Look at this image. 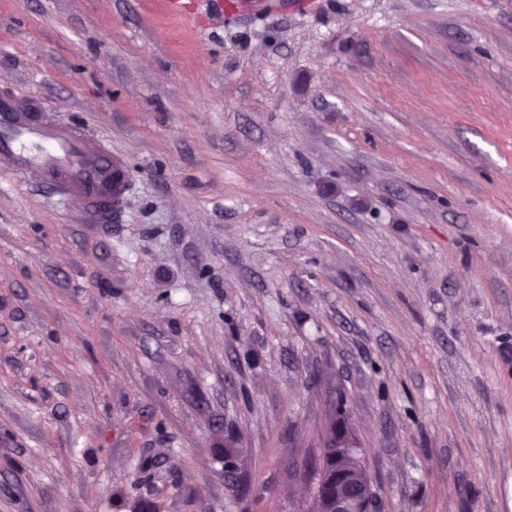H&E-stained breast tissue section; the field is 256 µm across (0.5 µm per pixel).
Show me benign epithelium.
<instances>
[{
    "instance_id": "1",
    "label": "benign epithelium",
    "mask_w": 512,
    "mask_h": 512,
    "mask_svg": "<svg viewBox=\"0 0 512 512\" xmlns=\"http://www.w3.org/2000/svg\"><path fill=\"white\" fill-rule=\"evenodd\" d=\"M319 455L331 461L329 467L315 463L300 473V480L311 487L322 512H374L373 480L360 464L355 441L330 437Z\"/></svg>"
}]
</instances>
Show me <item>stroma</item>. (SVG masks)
Returning <instances> with one entry per match:
<instances>
[{"label": "stroma", "mask_w": 512, "mask_h": 512, "mask_svg": "<svg viewBox=\"0 0 512 512\" xmlns=\"http://www.w3.org/2000/svg\"><path fill=\"white\" fill-rule=\"evenodd\" d=\"M0 0V90L124 155L0 171V512H512V0ZM323 445L318 461L326 457L332 464L323 469L317 462L300 473V480L311 487L313 502L323 512H373V480L359 462L355 441L330 437Z\"/></svg>", "instance_id": "obj_1"}]
</instances>
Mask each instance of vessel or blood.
I'll list each match as a JSON object with an SVG mask.
<instances>
[{
	"instance_id": "vessel-or-blood-1",
	"label": "vessel or blood",
	"mask_w": 512,
	"mask_h": 512,
	"mask_svg": "<svg viewBox=\"0 0 512 512\" xmlns=\"http://www.w3.org/2000/svg\"><path fill=\"white\" fill-rule=\"evenodd\" d=\"M0 168L19 177L37 174L59 200H79L103 223L130 185L125 158L101 139L34 99L6 93L0 94Z\"/></svg>"
}]
</instances>
